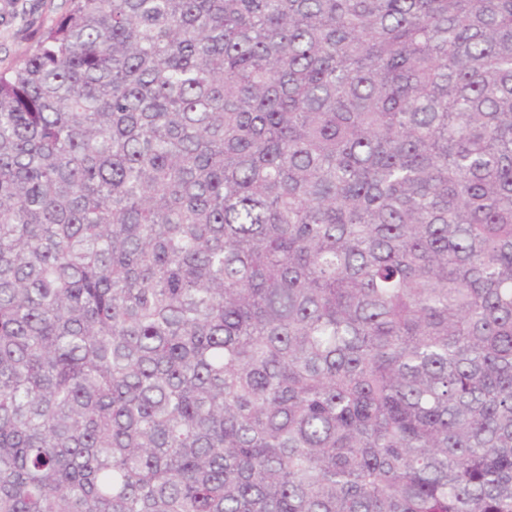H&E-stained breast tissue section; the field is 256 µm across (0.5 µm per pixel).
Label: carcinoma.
Here are the masks:
<instances>
[{"label":"carcinoma","mask_w":512,"mask_h":512,"mask_svg":"<svg viewBox=\"0 0 512 512\" xmlns=\"http://www.w3.org/2000/svg\"><path fill=\"white\" fill-rule=\"evenodd\" d=\"M0 512H512V0H70L0 72Z\"/></svg>","instance_id":"obj_1"}]
</instances>
